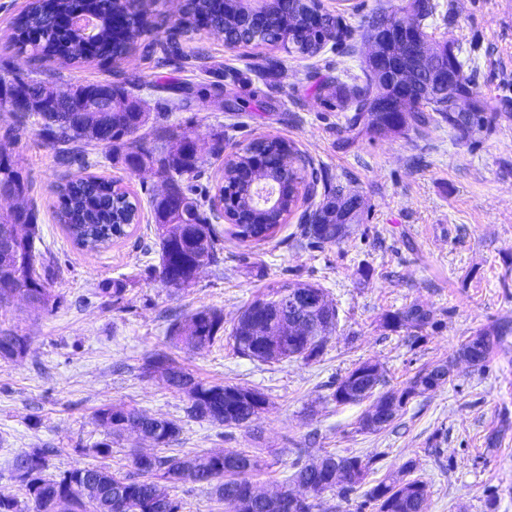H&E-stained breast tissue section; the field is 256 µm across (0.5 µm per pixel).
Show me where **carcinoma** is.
<instances>
[{"label":"carcinoma","instance_id":"cac0c4a2","mask_svg":"<svg viewBox=\"0 0 512 512\" xmlns=\"http://www.w3.org/2000/svg\"><path fill=\"white\" fill-rule=\"evenodd\" d=\"M96 19L97 30L92 35L78 28H66L58 19L75 9ZM433 16L430 0H408L377 16L363 26L366 41L386 24H405L426 36V21ZM222 32L233 43L283 47L305 57L317 56L339 26L338 18L324 11L320 0L296 3V0H273L263 24L252 29L238 20L235 0H186L183 22L187 27L199 21ZM145 26L142 7H133L127 0H30L27 9L15 21L16 37L12 46L18 54L34 58L82 62H111L125 56L130 49L127 31ZM466 61L458 54L448 55L449 84L430 88L426 84L427 64L406 57L402 89L404 94H390L394 106L386 112L376 111V74L364 70L363 84L349 85L339 79H329L320 86L317 100L342 111H350L349 128L357 133L375 134L381 130L397 133L411 131L421 136L441 122L470 137L488 128L494 117L493 103L465 75ZM106 86L111 90V106L106 111H80L79 94ZM77 93L63 95L48 102L45 111L36 114L41 120V135L54 143L76 144L85 140L115 143L134 134L148 120L138 101L129 98L126 89L114 83L76 84ZM0 103L7 104L18 97L51 94V85L35 80L24 81L0 73ZM466 98L471 102L468 112H452L448 100ZM178 144L166 150L158 145L152 152L131 151L125 156L126 165L139 170L146 165L156 168L162 182L172 187L164 199L152 197L154 231L160 244L158 275L170 276L176 289L184 290L195 284L194 270L200 260L215 265L220 261L222 234L212 218L201 211L198 199L187 193L185 182L200 175L205 160L194 141L185 133L175 137ZM263 163L254 167L256 156ZM306 159L287 141L260 136L241 151L224 161L222 179L215 184L211 207H220L224 194L235 201L231 214H239L242 223L232 225L231 235L241 244L250 246L275 237L282 224L298 209L299 201L313 197L316 176L306 180ZM279 183L281 202L277 221L266 222L249 205L250 189L259 174ZM20 191L26 196L29 185L20 172L6 166L0 173V194ZM343 196L341 190L331 193V199L312 210L313 221L303 225V235L319 243L334 244L344 237L346 225L336 223L333 201ZM140 200L119 182L94 175L77 174L59 191L58 220L74 243L82 250L95 252L129 234L138 224ZM39 234L37 213L32 207H20L0 214V279L16 277L24 286L28 302L37 309L54 306L55 298L46 287L47 268H37L35 240ZM320 290L309 282H270L265 291L243 310L233 324L230 338L236 353L261 362L300 358L310 362L324 351L328 337L336 328L338 314L331 302L312 308H302L294 317L316 326L322 335L309 343H298L283 328L278 302L286 295L298 300ZM394 328L422 331L434 324L433 312L413 302L385 317ZM224 330L222 311L203 306L183 320L168 327L167 339L173 348L186 346L203 351L214 344ZM503 339L498 331H479L462 347L461 356L474 366L485 365L494 348ZM29 338L13 330L0 331V358L17 359L26 355ZM152 372L169 386L186 393L187 412L195 418L208 419L225 426H241L256 416L259 404L267 403L264 393L229 383L199 380L179 366L167 353H156L149 361ZM449 375L448 365L432 363L421 367L401 390L377 391L382 373L378 363L363 361L341 377L333 393L339 404H358L364 397H373L379 416L372 421L360 417L362 431L377 432L389 427L410 399L442 386ZM97 419L117 439L136 432L141 438L165 447L176 437L178 428L166 419L151 417L134 407H105ZM53 448H31L17 454L11 465V478L25 490L34 512H48L47 504L59 502L58 512H182V502L161 490L159 483L192 482L210 486L217 500L224 503V512H327L324 494L337 491L341 499L348 498L361 485L369 466L356 455L326 454L301 465L294 463L291 482L310 488L307 498L295 503L292 489L283 486L280 495L263 497L253 493V472L259 468L256 457L246 451L206 452L193 457L141 456L132 453L133 475L114 473L106 466L73 468L58 477L45 475ZM349 475L348 481L336 487V473ZM414 466L405 463L394 475L380 480L365 493L358 512L368 507L375 512H424L428 498L427 484L412 477Z\"/></svg>","mask_w":512,"mask_h":512}]
</instances>
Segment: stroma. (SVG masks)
I'll return each instance as SVG.
<instances>
[{
	"label": "stroma",
	"instance_id": "35a3bbf8",
	"mask_svg": "<svg viewBox=\"0 0 512 512\" xmlns=\"http://www.w3.org/2000/svg\"><path fill=\"white\" fill-rule=\"evenodd\" d=\"M323 2L344 31L313 58L231 49L206 31L173 33L174 0H152L156 26L129 57L62 64L13 51V21L28 0H0V67L61 89L122 83L149 114L134 146L152 149L167 128L197 142L207 164L191 182L193 193L213 188L219 176L223 160L213 148L220 132L225 155L259 136L293 143L317 172L313 204L336 187L363 199L359 222L334 244L301 236L297 212L273 240L251 247L219 223L218 265L178 292L151 272L159 245L150 196L160 178L129 170L125 147L105 143L62 163L36 118L21 123L0 111V150L27 180L26 202L37 212L36 259L55 271L53 308L36 310L19 297L0 307V329L29 338L25 357L0 359V491L17 496L24 512L32 504L10 473L23 450L55 448L52 475L101 464L133 473L135 437L115 442L108 459L93 452L107 438L96 419L106 406H134L175 423L166 456L248 450L260 462L252 481L264 492L282 487L297 456L335 453L369 461L366 487L413 462L429 487L426 512H512V0H430V38L461 48L466 75L498 112L490 129L471 138L445 125L424 136L349 131L343 111L319 103V85L339 74L361 76L364 21L380 4L402 0ZM228 95L240 97L241 111H225ZM77 172L120 181L141 199L138 227L97 253L76 248L56 220L57 187ZM115 280L125 285L118 300L106 291ZM282 280L319 285L338 310L317 360H251L227 336L205 351H173L203 380L263 392L268 405L251 422L229 428L191 418L184 393L145 374L147 359L169 349L173 320L204 305L222 310L232 328L266 284ZM413 302L434 312V326L415 335L385 325L386 314ZM503 325L509 333L485 368L460 359L469 336ZM365 360L380 364L387 390L406 386L429 363L448 362L452 372L442 387L412 398L385 430L370 433L359 426L367 403L333 398L337 379Z\"/></svg>",
	"mask_w": 512,
	"mask_h": 512
}]
</instances>
